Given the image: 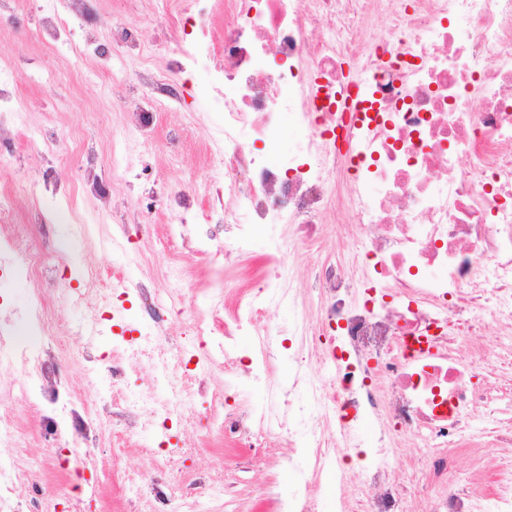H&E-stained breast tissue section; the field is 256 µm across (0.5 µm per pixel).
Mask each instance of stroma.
Returning a JSON list of instances; mask_svg holds the SVG:
<instances>
[{
  "instance_id": "stroma-1",
  "label": "stroma",
  "mask_w": 512,
  "mask_h": 512,
  "mask_svg": "<svg viewBox=\"0 0 512 512\" xmlns=\"http://www.w3.org/2000/svg\"><path fill=\"white\" fill-rule=\"evenodd\" d=\"M43 5L44 0H0V82L12 84L27 107L19 119L0 112V124L11 127L20 121L26 128L0 149V157L26 189L10 216L0 219V231L50 253L57 269H70L69 288L82 287L88 272L120 276L127 299L138 309L145 303L136 285L165 289L168 267H181L182 313L171 317L168 338L160 343L171 355L185 345V326L194 312L208 308L215 294L223 296V318L231 317L238 297L261 274L265 255L275 244L287 245L293 255L297 300L321 316L312 285L314 268L323 261L348 260L346 246L355 225H322L321 238L312 246L294 241L288 225H259L251 254L225 269L196 252L194 243L172 228L169 209L178 190L194 222L223 226L224 208L209 206L208 197L210 183L223 181L224 168L209 138L219 114L194 91L206 82V69L196 70L181 101L163 103L150 115L146 130H139V115L127 107L128 99L142 91L123 80L135 61L122 44L113 43L112 29L126 21L137 25L145 44H172L175 28L162 17L158 0H85L82 19L70 21L66 34L49 45L39 34ZM87 33L95 36L99 48L85 47ZM68 124L80 128L88 159L72 161L51 149ZM129 136L135 144L130 165L113 176L112 157ZM95 177L111 179L109 204L85 194L76 198L66 220H56L58 197ZM38 213L45 217L47 231L33 227L31 219ZM121 301L108 287L87 305L53 301L48 309L50 335L15 327L19 341L52 347L66 369L73 401L86 404L89 416L101 422L95 447L79 471L66 475L51 463L54 457L69 456L70 445H49L41 433L42 410L14 398L9 422L14 440L0 445V459L15 456L29 464L19 488L21 512H33L44 500L53 501L57 512H179L186 496L212 488L234 498L240 512H277L278 498L293 491L309 468V458L289 452L282 439L251 450L247 432L225 430L223 419H211V398L224 391L223 359L185 356V370L202 369L206 385L191 393L183 418L163 426L145 412L136 419L141 435L127 434L105 372L120 367L127 394L156 396L160 390L152 361L111 331L98 336L83 332L90 313L111 311ZM159 443L171 449L173 467L151 464L147 447Z\"/></svg>"
}]
</instances>
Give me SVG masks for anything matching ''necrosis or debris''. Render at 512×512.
Masks as SVG:
<instances>
[{
    "label": "necrosis or debris",
    "instance_id": "obj_1",
    "mask_svg": "<svg viewBox=\"0 0 512 512\" xmlns=\"http://www.w3.org/2000/svg\"><path fill=\"white\" fill-rule=\"evenodd\" d=\"M165 16L179 30L165 52L132 27L120 36L138 62L131 82L150 80L157 102L179 96V75L214 64L201 94L223 114L212 142L224 151V184L211 202L232 199L223 231L235 249L223 250L211 225L174 215L198 251L232 263L248 255L261 224L289 225L309 242L330 213L372 228L351 244L352 264L315 268L324 313L316 319L298 307L290 328L313 350L324 329L335 331V379L311 376L301 357L284 395L257 357L226 383L233 389L247 377L265 384L271 400L228 416L226 426L249 422L256 444L282 437L312 454L283 512H315L326 482L342 492L339 512H402L408 495L429 512H512V0H224L220 13L212 0H167ZM373 16L382 32L367 40L361 29ZM247 128L254 144L242 136ZM285 130L304 153L261 150ZM340 180L349 187L343 196ZM266 263L231 321L212 310L188 326L222 345L226 359L238 356L236 336L292 295L288 248L273 245ZM0 267L33 283L16 319L49 335L44 254L10 238ZM13 320H0V362L27 365L21 395L48 410L47 433L97 435L99 423L70 408L66 378L49 384L44 351L15 339ZM157 382L164 402L129 399L127 416L183 413L177 366L163 367ZM321 412L342 424L369 418L379 430L375 448L366 455L346 437L324 440ZM397 435L428 439L423 482L405 485L389 466ZM482 440L502 450L486 486L448 488L449 471L460 456L476 458ZM355 457L356 481L347 466Z\"/></svg>",
    "mask_w": 512,
    "mask_h": 512
}]
</instances>
